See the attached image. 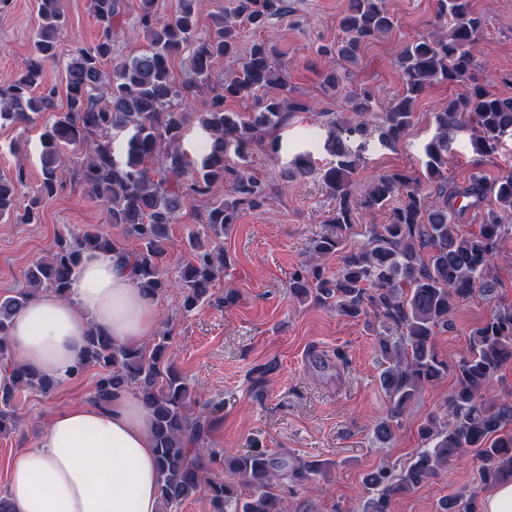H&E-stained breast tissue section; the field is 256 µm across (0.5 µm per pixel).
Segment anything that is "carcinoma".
<instances>
[{"label": "carcinoma", "instance_id": "cac0c4a2", "mask_svg": "<svg viewBox=\"0 0 512 512\" xmlns=\"http://www.w3.org/2000/svg\"><path fill=\"white\" fill-rule=\"evenodd\" d=\"M200 0H175L171 18L157 19V0H137L139 29L145 46L120 63L112 58L115 28L127 0H90L99 27L97 41L79 48L64 68V92L45 80V68L57 60L65 26L63 0H36L38 25L24 70L8 86H0V126L27 125L34 117L54 115L41 154V181L25 206L24 220H39L41 204L62 186L60 143L77 144L78 176L90 196L106 209L107 223L120 227L114 237L96 227L57 238L49 257L25 271L28 288L0 297V434L17 417L15 399L21 391L50 392L56 381L18 364L10 340L14 314L37 294L71 298L73 274L83 254L99 252L131 257L137 286L153 298L166 288L179 289L182 311L211 302L209 290L224 273L227 255L223 238L241 211L258 209L267 199L265 187L248 171L246 157L261 145V134L288 121L303 105L290 97L288 63L277 41L253 43L238 54L239 25L265 27L288 13L287 0H228L211 16L208 38L198 37ZM338 25L343 39L319 48L324 56L353 63L361 47L379 40L394 27L386 0H347ZM483 20L471 0H437L434 29L409 44L398 56L403 90L381 115L374 113L373 94L363 89L347 94L348 115L329 121L326 149L334 161L317 169L308 154H299L284 169L288 179L318 178L336 200L330 217L332 232L315 239L308 261L290 277L293 298L313 299L337 314L358 318L372 314L396 324L399 342L380 344L388 366L380 375L388 407L374 427L382 442L394 439L410 405L438 384L448 361L435 349L438 332L452 325L459 303L481 292L492 295L500 282L492 273L500 241L512 235V174L488 183L479 175L466 185L448 186V151L455 132L471 125L480 154L493 151L512 134V96L491 90L474 73ZM186 56V79L179 83L172 61ZM227 71L204 112L196 113L208 134L201 160L187 162L177 151L167 155L165 175L156 176L150 163L161 146L179 144L188 113L181 103L195 91L210 87L216 61ZM112 69H107V65ZM437 83H464V95L448 99L434 113L435 133L425 146L430 186L401 172L373 178L363 191L352 182L362 161L360 150L376 136L384 147L395 145L410 127L416 103ZM64 109H58L59 95ZM252 96L255 108L237 112L224 108L230 100ZM126 134L125 157L112 152L113 132ZM359 141L357 149L351 144ZM25 179L18 167L0 174V220L15 218L17 186ZM214 196L203 230L186 236L190 256L178 279L163 274L169 228L184 201ZM495 206L481 209L488 198ZM390 208L386 224L365 225L364 240L349 247L354 215ZM483 212L478 232L465 233L461 223L470 212ZM340 266L329 273L326 260ZM166 337L153 345H116L91 328L82 358L72 369L79 376L91 367L102 369L93 401L108 400L116 391L134 389L147 409L158 460L161 512H171L188 497L206 491L212 512H287L285 500L272 490L278 472L291 468L298 483L325 472L314 462L288 463L264 451L224 455V469L252 488L242 498L238 484L209 476L217 454L198 451L209 438L219 402L210 401L195 413L186 380L165 358ZM512 366V305L496 307L469 334V353L455 362V383L443 399V415L432 414L418 433L424 445L400 470L387 467L366 475L374 491L366 512H389L392 498L432 482L449 463L477 452L476 486L448 498L445 512H480L479 489L512 482V391L493 394L504 367Z\"/></svg>", "mask_w": 512, "mask_h": 512}]
</instances>
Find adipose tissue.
I'll return each mask as SVG.
<instances>
[{"label": "adipose tissue", "mask_w": 512, "mask_h": 512, "mask_svg": "<svg viewBox=\"0 0 512 512\" xmlns=\"http://www.w3.org/2000/svg\"><path fill=\"white\" fill-rule=\"evenodd\" d=\"M93 326L117 344L141 341L156 326L125 256L85 254L70 300L40 294L18 311L11 327L15 359L65 381ZM7 498L12 512H159L149 416L139 398L121 392L106 404L50 414L38 446L13 457Z\"/></svg>", "instance_id": "ef3b65f1"}]
</instances>
